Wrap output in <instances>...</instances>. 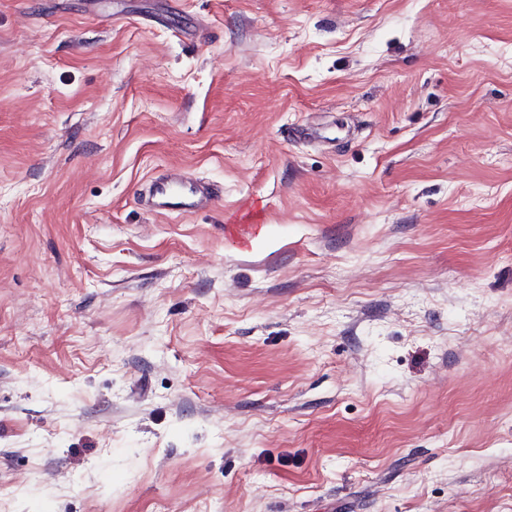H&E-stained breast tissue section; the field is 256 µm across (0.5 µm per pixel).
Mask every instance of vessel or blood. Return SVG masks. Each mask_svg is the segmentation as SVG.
<instances>
[{"instance_id": "obj_1", "label": "vessel or blood", "mask_w": 512, "mask_h": 512, "mask_svg": "<svg viewBox=\"0 0 512 512\" xmlns=\"http://www.w3.org/2000/svg\"><path fill=\"white\" fill-rule=\"evenodd\" d=\"M147 193L155 199L160 210L179 214L210 208L219 197L217 189L192 185L176 168L150 181Z\"/></svg>"}]
</instances>
